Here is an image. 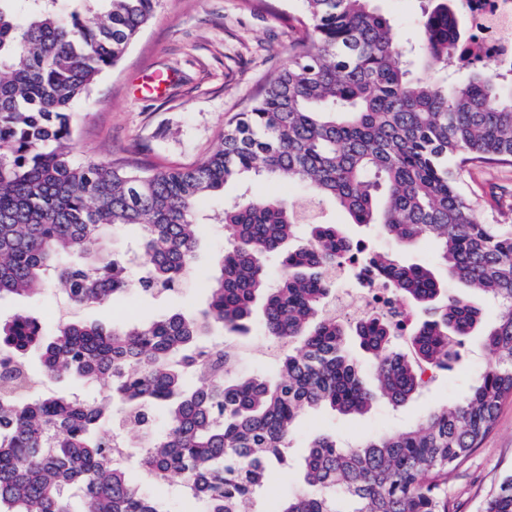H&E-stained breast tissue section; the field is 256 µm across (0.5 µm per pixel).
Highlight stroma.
Masks as SVG:
<instances>
[{"label": "stroma", "instance_id": "35a3bbf8", "mask_svg": "<svg viewBox=\"0 0 512 512\" xmlns=\"http://www.w3.org/2000/svg\"><path fill=\"white\" fill-rule=\"evenodd\" d=\"M422 5L423 0L377 2L404 43L417 42L421 36ZM297 13L298 0H160L123 59L100 75L88 100L80 102L73 157L115 163L138 158L159 168L199 163L216 147L226 116L238 112L260 84L287 64ZM159 71L172 73V85L160 94L142 90V80ZM461 187L475 201L481 222L512 224V164L471 167L464 172ZM240 195L283 198L298 207L314 208L325 223L340 225L350 238L377 248L392 247L376 229L352 224L333 201H313L305 187L276 178L229 183L224 191L206 196L200 212H221L225 200ZM226 240L223 225H206L181 294L157 296L136 290L103 306L76 307L59 289L48 286L33 296L0 299V316L29 315L49 337L68 319L109 328L146 322L169 311L202 310L209 301L206 283L217 269ZM236 342L240 354L232 377L274 371L273 341L261 327H253ZM492 364V356L482 349L481 336L476 335L461 347L457 361L437 371L419 396L398 409L377 403L366 413L350 417L327 409L310 412L292 437L290 469L270 475L271 497L304 490L300 463L314 436L327 435L344 445L386 430L418 427L432 410L461 402L474 378ZM509 474L512 400L502 404L479 448L449 474L448 495L457 512H480L485 496Z\"/></svg>", "mask_w": 512, "mask_h": 512}]
</instances>
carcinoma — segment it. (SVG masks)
Here are the masks:
<instances>
[{
  "label": "carcinoma",
  "mask_w": 512,
  "mask_h": 512,
  "mask_svg": "<svg viewBox=\"0 0 512 512\" xmlns=\"http://www.w3.org/2000/svg\"><path fill=\"white\" fill-rule=\"evenodd\" d=\"M293 58L225 123L219 145L191 167L157 169L70 159L74 106L116 66L158 0H0V299L51 284L80 306L139 288L163 294L192 269L206 195L250 176L276 177L330 197L355 224L389 240L430 239L446 279L496 301L485 332L495 364L462 402L415 429L348 446L314 437L302 461L311 490L275 500L276 512H454L445 489L512 399V224H483L460 187L469 166L512 161V67L469 59L461 0H429L416 60L406 58L374 0H299ZM473 68L465 83L439 77ZM229 233L199 314L174 311L106 328L66 322L47 339L25 315L0 320V512H167L119 462L125 443L112 408L141 432L137 464L159 489L177 480L181 512H269L256 507L271 467L288 466L289 438L309 409L362 413L400 406L448 368L482 324L475 297L441 300L427 264L376 254L382 279L426 318L405 332L415 360L392 347L396 324L373 313L349 324L330 313L335 272L367 248L280 198L233 200ZM141 229L136 281L104 256L101 228ZM288 345L272 375L229 379L235 352L200 344L219 328ZM373 357L377 386L348 349ZM39 352L44 374L112 395L17 394ZM167 410L154 431L153 412ZM481 512H512V475Z\"/></svg>",
  "instance_id": "obj_1"
}]
</instances>
